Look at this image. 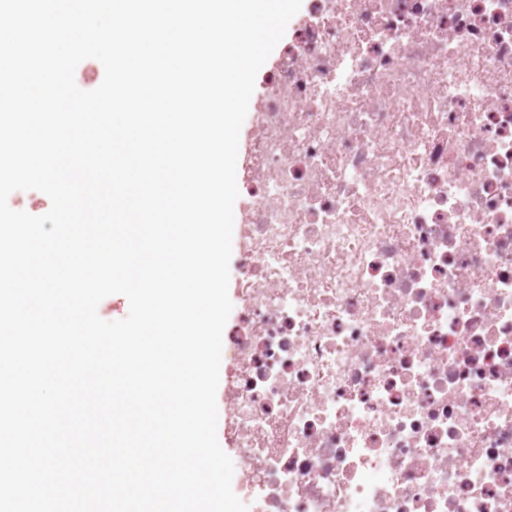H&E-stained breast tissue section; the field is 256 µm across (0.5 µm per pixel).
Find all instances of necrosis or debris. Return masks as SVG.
<instances>
[{
	"label": "necrosis or debris",
	"mask_w": 512,
	"mask_h": 512,
	"mask_svg": "<svg viewBox=\"0 0 512 512\" xmlns=\"http://www.w3.org/2000/svg\"><path fill=\"white\" fill-rule=\"evenodd\" d=\"M251 109L236 494L512 512V0H308Z\"/></svg>",
	"instance_id": "1"
}]
</instances>
